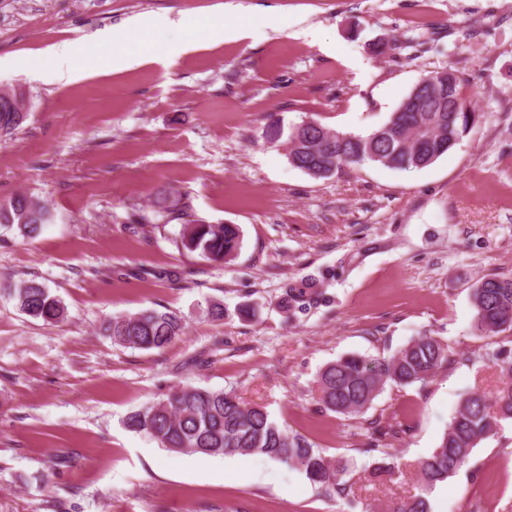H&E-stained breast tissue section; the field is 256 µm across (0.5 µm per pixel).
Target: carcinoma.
Wrapping results in <instances>:
<instances>
[{"instance_id":"obj_1","label":"carcinoma","mask_w":512,"mask_h":512,"mask_svg":"<svg viewBox=\"0 0 512 512\" xmlns=\"http://www.w3.org/2000/svg\"><path fill=\"white\" fill-rule=\"evenodd\" d=\"M468 80L450 65L430 71L405 97L390 120L368 135L331 131L315 120L281 130L289 163L315 177L333 175L343 167L373 163L390 169L429 166L450 152L470 133L483 114L469 111L463 92ZM18 94L15 87L0 88V129L10 134L25 117L4 112ZM182 224L178 245L214 262L232 260L241 245L236 224H203L182 209L168 212ZM49 209L38 199L19 195L0 204V231L27 239L37 237L50 223ZM9 297L22 313L55 324L66 317L61 299L35 280H23ZM474 316L471 327L483 336L512 331V278L486 276L471 293ZM112 343L123 347L161 349L183 332L175 313L147 309L112 317L103 327ZM501 385L493 396L475 389L465 391L438 446L417 464L418 493L393 504L388 512H430V493L469 460L480 442L495 434L501 422L512 420V348L499 347L489 354ZM448 363V346L433 336H418L390 357L366 358L350 354L324 366L318 373L317 393L322 406L339 415L364 414L384 386L429 382ZM124 426L145 433L162 447L203 456L260 454L299 471L314 486L328 493L348 495L344 481L349 461L328 456L306 438L292 434L271 419L264 407L245 406L232 390L185 385L164 398L130 412Z\"/></svg>"}]
</instances>
